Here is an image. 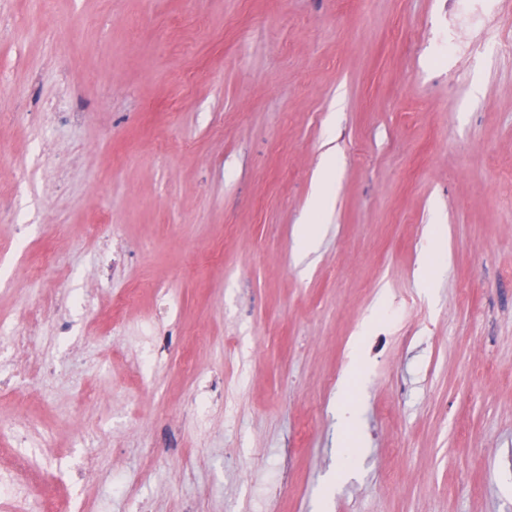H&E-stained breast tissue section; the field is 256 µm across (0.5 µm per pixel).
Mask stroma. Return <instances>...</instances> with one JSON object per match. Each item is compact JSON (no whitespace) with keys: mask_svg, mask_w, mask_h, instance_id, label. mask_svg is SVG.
<instances>
[{"mask_svg":"<svg viewBox=\"0 0 512 512\" xmlns=\"http://www.w3.org/2000/svg\"><path fill=\"white\" fill-rule=\"evenodd\" d=\"M510 40L512 0H0V316L48 250L30 299L96 302L26 391L61 512H125L124 479L149 512H512ZM147 279L173 310L117 307ZM336 182V155L334 152H327L326 164L321 169L317 192L313 199L314 207L325 209L330 203L334 185Z\"/></svg>","mask_w":512,"mask_h":512,"instance_id":"1","label":"stroma"}]
</instances>
